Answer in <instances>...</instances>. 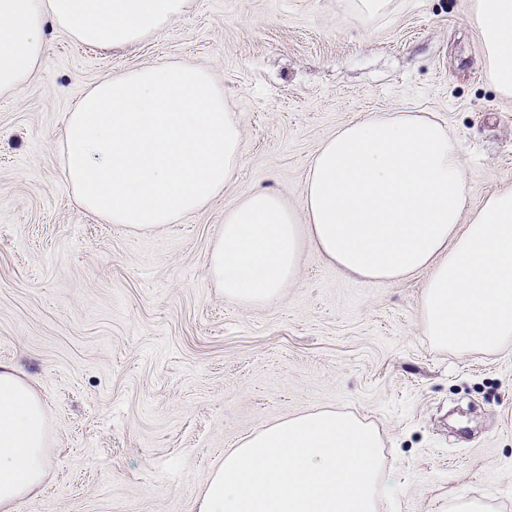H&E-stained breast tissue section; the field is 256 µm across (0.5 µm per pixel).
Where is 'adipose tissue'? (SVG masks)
<instances>
[{
  "instance_id": "1",
  "label": "adipose tissue",
  "mask_w": 512,
  "mask_h": 512,
  "mask_svg": "<svg viewBox=\"0 0 512 512\" xmlns=\"http://www.w3.org/2000/svg\"><path fill=\"white\" fill-rule=\"evenodd\" d=\"M190 0H0V94L15 91L47 51L53 22L97 48L141 42ZM486 79L512 96V0H473ZM62 174L86 211L131 233L165 229L224 191L241 129L202 68L173 61L122 72L89 89L56 142ZM459 148L433 118L352 121L307 171L301 212L254 192L224 214L208 272L227 298L253 306L292 279L303 243L337 270L401 281L428 271L419 316L437 347L493 353L512 342V189L469 208ZM47 418L34 388L0 363V512L47 476ZM392 486L376 429L328 409L243 438L196 494V512H376Z\"/></svg>"
}]
</instances>
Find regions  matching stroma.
Listing matches in <instances>:
<instances>
[{
    "instance_id": "35a3bbf8",
    "label": "stroma",
    "mask_w": 512,
    "mask_h": 512,
    "mask_svg": "<svg viewBox=\"0 0 512 512\" xmlns=\"http://www.w3.org/2000/svg\"><path fill=\"white\" fill-rule=\"evenodd\" d=\"M471 0H192L139 44L104 51L48 24V51L0 95V361L50 423L48 476L15 512H193L245 435L314 409L380 434L394 485L379 512H438L453 494L512 512V342L434 347L427 271L346 276L303 244L271 302L225 298L206 261L224 214L257 189L301 209L308 167L343 125L402 112L457 139L471 206L512 188V97L487 82ZM208 69L237 116L241 159L221 195L134 234L82 210L55 141L88 88L142 66Z\"/></svg>"
}]
</instances>
